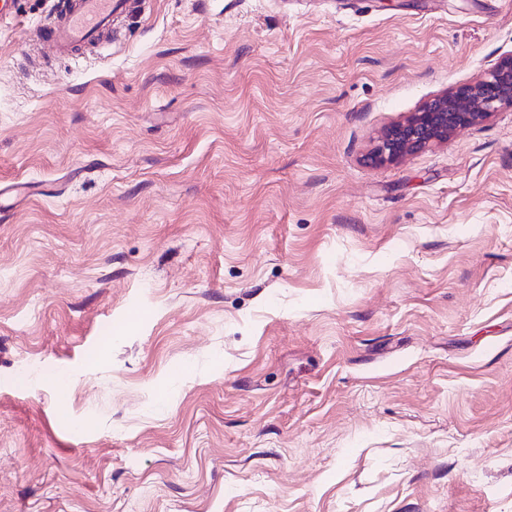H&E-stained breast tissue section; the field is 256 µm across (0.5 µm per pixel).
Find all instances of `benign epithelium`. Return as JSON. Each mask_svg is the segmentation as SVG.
<instances>
[{"label":"benign epithelium","instance_id":"1","mask_svg":"<svg viewBox=\"0 0 512 512\" xmlns=\"http://www.w3.org/2000/svg\"><path fill=\"white\" fill-rule=\"evenodd\" d=\"M504 109H512V56L475 81L424 102L418 111L379 138L373 158L380 163L398 161L448 140L461 129L479 125Z\"/></svg>","mask_w":512,"mask_h":512}]
</instances>
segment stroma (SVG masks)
Listing matches in <instances>:
<instances>
[{
	"label": "stroma",
	"instance_id": "1",
	"mask_svg": "<svg viewBox=\"0 0 512 512\" xmlns=\"http://www.w3.org/2000/svg\"><path fill=\"white\" fill-rule=\"evenodd\" d=\"M0 26V512H512V112L380 164L512 0ZM54 24L37 32V38L46 57L60 56L85 45L101 28L112 22L124 0H67Z\"/></svg>",
	"mask_w": 512,
	"mask_h": 512
}]
</instances>
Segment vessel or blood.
<instances>
[{
  "mask_svg": "<svg viewBox=\"0 0 512 512\" xmlns=\"http://www.w3.org/2000/svg\"><path fill=\"white\" fill-rule=\"evenodd\" d=\"M123 6L124 0H67L54 24L37 34L44 56H60L85 45Z\"/></svg>",
  "mask_w": 512,
  "mask_h": 512,
  "instance_id": "vessel-or-blood-1",
  "label": "vessel or blood"
}]
</instances>
